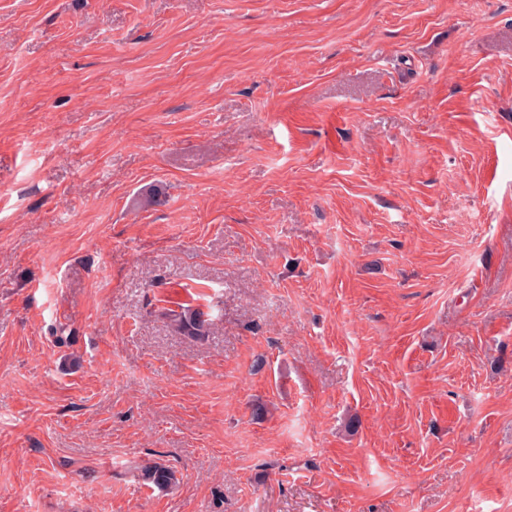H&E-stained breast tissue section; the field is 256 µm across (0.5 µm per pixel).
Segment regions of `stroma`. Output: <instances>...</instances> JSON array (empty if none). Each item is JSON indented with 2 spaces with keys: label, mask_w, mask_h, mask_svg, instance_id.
Segmentation results:
<instances>
[{
  "label": "stroma",
  "mask_w": 512,
  "mask_h": 512,
  "mask_svg": "<svg viewBox=\"0 0 512 512\" xmlns=\"http://www.w3.org/2000/svg\"><path fill=\"white\" fill-rule=\"evenodd\" d=\"M0 512H512V0H0ZM166 317L176 332L195 339L205 336L210 326L209 314L200 309H183L178 313L172 311ZM139 477L145 483L158 488H165L175 480L173 471L169 467L157 462L142 466Z\"/></svg>",
  "instance_id": "stroma-1"
}]
</instances>
